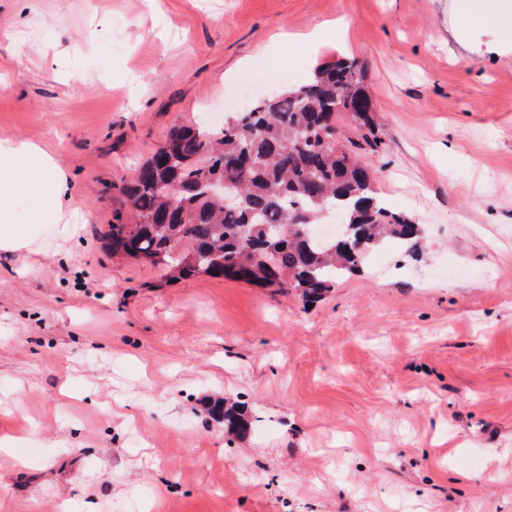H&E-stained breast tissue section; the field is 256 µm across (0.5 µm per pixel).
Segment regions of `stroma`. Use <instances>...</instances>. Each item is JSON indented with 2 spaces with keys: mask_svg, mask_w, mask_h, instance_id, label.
Returning a JSON list of instances; mask_svg holds the SVG:
<instances>
[{
  "mask_svg": "<svg viewBox=\"0 0 512 512\" xmlns=\"http://www.w3.org/2000/svg\"><path fill=\"white\" fill-rule=\"evenodd\" d=\"M454 0H0V138L52 149L79 234L0 252V512H512V52ZM342 19L346 46L298 36ZM357 59L417 256L309 303L114 255L177 125ZM239 401L244 438L211 419Z\"/></svg>",
  "mask_w": 512,
  "mask_h": 512,
  "instance_id": "stroma-1",
  "label": "stroma"
}]
</instances>
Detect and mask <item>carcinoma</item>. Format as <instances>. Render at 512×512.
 Wrapping results in <instances>:
<instances>
[{
	"mask_svg": "<svg viewBox=\"0 0 512 512\" xmlns=\"http://www.w3.org/2000/svg\"><path fill=\"white\" fill-rule=\"evenodd\" d=\"M356 59L317 67L295 88L224 119V127L173 129L120 188L128 223L112 225L115 254L162 265L173 277L197 274L261 288H301L317 298L336 281L362 272L368 252L398 244L415 254L421 230L377 197L374 169L360 151L376 150L382 132L376 104ZM347 120L359 139L341 132ZM239 191L226 207L208 194L212 181ZM330 205L349 234L310 233ZM210 417L245 436L252 419L238 405H213Z\"/></svg>",
	"mask_w": 512,
	"mask_h": 512,
	"instance_id": "cac0c4a2",
	"label": "carcinoma"
}]
</instances>
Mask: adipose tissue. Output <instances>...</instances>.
Segmentation results:
<instances>
[{"label":"adipose tissue","mask_w":512,"mask_h":512,"mask_svg":"<svg viewBox=\"0 0 512 512\" xmlns=\"http://www.w3.org/2000/svg\"><path fill=\"white\" fill-rule=\"evenodd\" d=\"M457 16L472 29H490L512 38V0H456ZM68 179L56 158L40 145L0 139V251L33 252L29 225L50 221L60 239L79 231L65 207ZM30 202V223H23L13 200Z\"/></svg>","instance_id":"adipose-tissue-1"}]
</instances>
